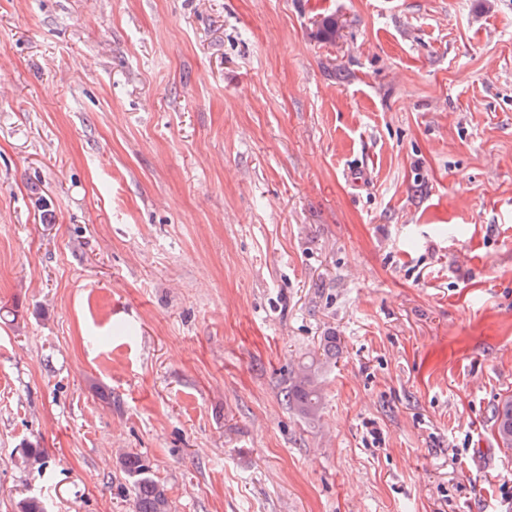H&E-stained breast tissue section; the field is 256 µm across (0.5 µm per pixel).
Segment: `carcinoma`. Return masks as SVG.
<instances>
[{"label":"carcinoma","instance_id":"carcinoma-1","mask_svg":"<svg viewBox=\"0 0 512 512\" xmlns=\"http://www.w3.org/2000/svg\"><path fill=\"white\" fill-rule=\"evenodd\" d=\"M336 355V337L328 336L323 345V357L316 356L304 361L299 371L288 383L285 398L297 413L306 419L317 417L323 400L322 374L330 358ZM493 427L497 445L505 451H512V397H504L493 409ZM24 468L42 469L47 457L38 446L28 443L18 459ZM120 463L134 489V512H170L167 488L156 481L151 474L147 458L138 453H125Z\"/></svg>","mask_w":512,"mask_h":512}]
</instances>
